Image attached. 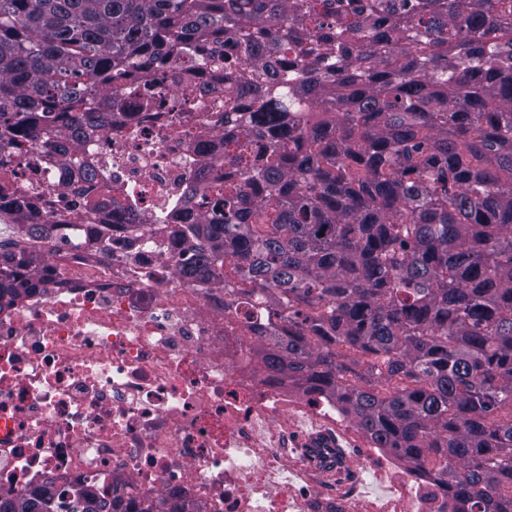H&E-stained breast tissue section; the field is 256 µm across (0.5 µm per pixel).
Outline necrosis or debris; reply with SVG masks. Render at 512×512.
Instances as JSON below:
<instances>
[{
  "label": "necrosis or debris",
  "mask_w": 512,
  "mask_h": 512,
  "mask_svg": "<svg viewBox=\"0 0 512 512\" xmlns=\"http://www.w3.org/2000/svg\"><path fill=\"white\" fill-rule=\"evenodd\" d=\"M237 51L228 36L97 97L109 124L77 144L0 149L10 193L58 227L15 235L42 261L0 308V490L51 479L144 504L173 490L196 512H443L432 480L362 442L328 395L256 367L252 337L281 326L264 291L246 305L223 277L177 273L191 242L163 227L184 223L190 189L224 166V60ZM98 199L114 205L97 222L85 204ZM336 446L340 466L311 454Z\"/></svg>",
  "instance_id": "4bbe7bcc"
}]
</instances>
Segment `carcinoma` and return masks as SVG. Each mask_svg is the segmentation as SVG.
I'll return each instance as SVG.
<instances>
[{
  "label": "carcinoma",
  "mask_w": 512,
  "mask_h": 512,
  "mask_svg": "<svg viewBox=\"0 0 512 512\" xmlns=\"http://www.w3.org/2000/svg\"><path fill=\"white\" fill-rule=\"evenodd\" d=\"M233 34V155L166 230L258 288L283 336L269 375L324 393L376 448L430 476L449 512H512V0H0V141L103 126L91 101L153 64ZM24 217L50 234L24 199ZM0 240V304L35 257ZM325 465L341 448H314ZM130 512L47 480L0 512ZM140 512H195L178 495Z\"/></svg>",
  "instance_id": "carcinoma-1"
}]
</instances>
